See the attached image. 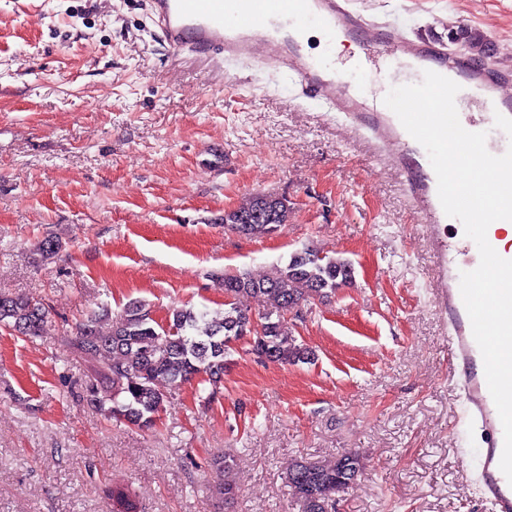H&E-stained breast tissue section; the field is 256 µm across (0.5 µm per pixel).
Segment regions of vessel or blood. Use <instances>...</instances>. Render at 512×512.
Instances as JSON below:
<instances>
[{
	"label": "vessel or blood",
	"mask_w": 512,
	"mask_h": 512,
	"mask_svg": "<svg viewBox=\"0 0 512 512\" xmlns=\"http://www.w3.org/2000/svg\"><path fill=\"white\" fill-rule=\"evenodd\" d=\"M151 10L171 50L254 59L288 74L309 97L346 114L357 126L370 130L377 140L397 145L405 190L418 212L437 226L449 223L450 218L438 199L437 177L430 161L414 156L415 139L385 104L368 105L360 87L336 73L325 72L321 65L307 61L292 49L289 25L311 21L330 34L340 29L354 38L361 49L388 48L396 59L452 79L462 92L482 104L480 120L466 123L468 131L486 130L499 114L512 118V96L501 94L504 86L512 84L511 68L491 67L470 55L448 54L439 43L401 36L394 28L351 11L348 0H151ZM476 249V244L466 237L455 243L434 238V272L441 286L442 310L453 331L450 367L465 393L470 422L487 434L479 450L482 490L496 512H512V484L499 467L503 428L485 372L476 364L481 351L460 293V275L468 266L459 255Z\"/></svg>",
	"instance_id": "obj_1"
}]
</instances>
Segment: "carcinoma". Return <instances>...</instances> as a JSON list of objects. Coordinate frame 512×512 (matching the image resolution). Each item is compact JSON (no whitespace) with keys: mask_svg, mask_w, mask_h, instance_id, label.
Segmentation results:
<instances>
[{"mask_svg":"<svg viewBox=\"0 0 512 512\" xmlns=\"http://www.w3.org/2000/svg\"><path fill=\"white\" fill-rule=\"evenodd\" d=\"M289 212L287 198L258 195L224 215V227L261 238L286 223ZM34 248L42 258L50 259L59 254L62 242L48 237ZM353 279L354 267L348 260L303 249L260 278L224 274L221 287L232 301L224 304L219 321L207 319L204 312L181 309L164 327L150 317L146 305L131 302L105 328L102 321L108 310L92 312L66 337L69 347L104 375V385H85L82 399L109 422L153 429L167 403L159 383L177 386L197 380L215 385L223 379L228 356L249 332L251 315L241 304L249 297H261L266 303L260 316L264 332L248 341L249 351L271 362L307 363L313 352L293 336L285 319L288 308L332 294ZM53 319L47 303L0 292V325L35 338L50 330ZM362 468L355 452H345L331 464L297 460L289 469L288 483L302 512H327L329 502L358 478Z\"/></svg>","mask_w":512,"mask_h":512,"instance_id":"carcinoma-1","label":"carcinoma"}]
</instances>
